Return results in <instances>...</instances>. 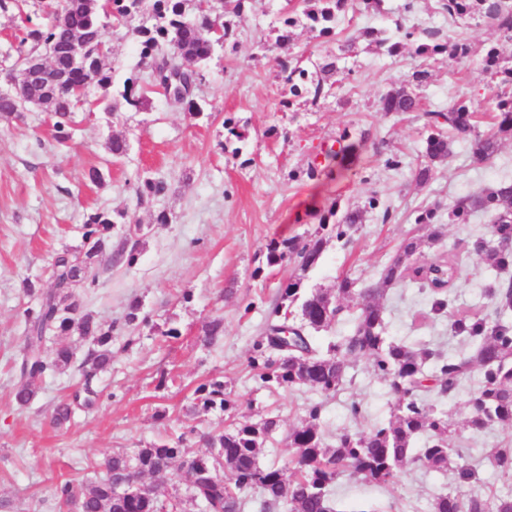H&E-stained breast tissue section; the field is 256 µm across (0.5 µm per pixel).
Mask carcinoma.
<instances>
[{"instance_id":"cac0c4a2","label":"carcinoma","mask_w":512,"mask_h":512,"mask_svg":"<svg viewBox=\"0 0 512 512\" xmlns=\"http://www.w3.org/2000/svg\"><path fill=\"white\" fill-rule=\"evenodd\" d=\"M37 9L26 16L29 26L20 38L17 66L39 55L47 58L65 74V82L55 96L42 95L41 110L52 120L53 140L66 145L73 136V115L85 99L72 94L71 88L92 81L103 90H112V103L106 110L123 106L138 110L144 106L148 93L156 88L168 92L169 74L180 75V89L172 100L184 112L195 117L203 113L196 90L203 81V68L216 48V36L210 32L216 22L229 40L246 18L249 0H207L206 7L196 5V13L187 9V0H35ZM385 0H298L286 5L282 26L277 29L276 42L289 43L294 28L301 20L327 37L336 28L340 17L349 13L384 12ZM440 8L451 19H483L497 29L506 42L512 41V3L509 0H440ZM112 16L128 24V34L135 42L144 74L125 78L114 85L112 70L105 69L98 45L103 42L104 18ZM45 16L48 23L33 21ZM374 41L396 56L410 43L418 56L431 58L448 56V62H459L471 54L464 42L438 41L437 34L423 29L405 31L400 22L395 28L372 32ZM75 37L87 43L85 60L70 65L67 46ZM306 59L280 60L278 66L288 85L290 98L282 106L291 109L294 99L304 97L317 102L331 95L338 68L334 61L304 65ZM484 68L501 84L512 86V66L492 47L484 57ZM28 102L14 95L0 96V118L21 120ZM385 112H421L422 104L415 93L402 87L382 98ZM494 129L480 134L473 123V111L464 102L448 106V112L429 111L431 132L425 141V152L415 171L416 183L423 185L432 178L437 162L448 157V136L468 140L476 160L486 162L498 151L501 141L512 140V89L502 93L494 104ZM166 182L144 175L135 187L138 200L157 198L164 194ZM482 210L491 213L489 238H479L472 249L477 262L496 272L512 267V182L501 183L485 192L457 198L448 221L464 224L471 214ZM437 212L427 210L415 218V223L428 231L405 238L395 255L380 270L376 281L360 286L357 278L342 277L336 284V295L320 291L305 293L298 281H289L278 289L268 310L265 326L254 339L248 366L260 386H304L325 396L336 394L346 382L350 364L365 360L389 386L395 402L391 418L374 424L368 431L343 430L329 444L320 427L322 404L307 409L305 423L288 433V447L294 449L293 467L289 473L275 466L259 464V454L276 430L277 420L265 417L257 422L243 421L214 430L202 436L205 449L176 444L154 443L139 448L134 454L116 452L99 465V478L88 484L72 479L58 482L54 498L77 512H183L182 501H162L141 483L144 474L155 477H176L172 471L175 460H181L189 482L190 500L207 512H241L243 494L252 489L261 491L264 507L282 512H334L329 491L340 477L360 479L374 484L392 481L406 465L413 464L435 471L451 470L456 485L448 493L435 498L431 512H512V497L490 498L478 493H466L464 487L474 476L473 470L453 447V422L448 412L430 404L424 397L427 390L426 366L433 365L434 381L441 397L453 400L474 371L482 379L469 399V424L476 430L495 424L512 425V323L481 317H462L452 324V332L477 340L472 353L444 357L426 345H408L386 336L382 300L389 288L405 280L427 289L433 296L432 310L447 306L448 288L454 285L458 269L445 253L420 258L424 247L438 244L443 237V225L435 223ZM363 211H339L332 204L319 217L318 227L307 239L288 238L268 247L267 265L293 263L304 270L318 265L327 238L349 242L351 232L362 223ZM115 221L106 212L88 216L83 228L84 248L65 252L55 258L52 278L55 289L48 292L38 283L26 279L23 292L36 304L25 309L27 324L26 352L20 364L21 382L14 391L20 406L31 402L37 384L49 375L70 368L74 352L59 346L48 352L44 343L51 336L75 332L90 341L80 370L83 376L82 394L74 402L59 403L51 416L55 426L69 422L74 405L90 408L97 392L93 379L112 361V339L121 329L134 328L148 322L142 305L133 302L124 316V323L104 328L93 315L80 312L76 288L96 282L94 265L97 258L107 256L119 262L135 261V248L112 251L110 230ZM488 297L501 312L512 311V279L492 280L485 289ZM356 302L352 311V327L345 336L326 344L316 333L327 330L346 310L343 299ZM224 335L223 319L215 317L203 327L204 341L213 343ZM206 408L219 407L227 411L235 402L224 392V384L212 382L196 389ZM429 435L424 448L410 453L412 439ZM497 470L512 473V448H498L489 458Z\"/></svg>"}]
</instances>
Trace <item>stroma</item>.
Returning <instances> with one entry per match:
<instances>
[{
  "label": "stroma",
  "mask_w": 512,
  "mask_h": 512,
  "mask_svg": "<svg viewBox=\"0 0 512 512\" xmlns=\"http://www.w3.org/2000/svg\"><path fill=\"white\" fill-rule=\"evenodd\" d=\"M4 2L0 76L14 66L15 33L33 10L30 0ZM285 5L286 0H253L237 31L235 50H217L207 66L199 91L204 113L198 118L187 117L156 94L141 110L105 114L96 105L102 90L92 82L66 145L52 140L47 113L32 111L20 121L0 119V499L10 500L13 512H57L53 487L58 479L93 481L96 465L112 451L174 443L192 429L206 432L275 416L278 428L259 462L287 470L294 456L287 435L306 419L310 404L322 403L321 430L330 440L345 429L366 431L388 421L394 399L367 362L353 364L350 382L336 396L324 398L309 389L259 387L247 360L281 283L298 279L305 289L332 292L346 275L373 282L424 209L437 208L445 224L437 249L455 256L458 264L454 311L433 314L429 297L415 285L393 286L384 298L388 336L462 354L465 346L450 333L453 318L494 315L495 305L485 294L493 273L461 248L462 242L488 236L491 218L477 212L468 223L452 224L448 209L458 197L512 181V140L502 141L485 163L474 162L470 142L455 141L429 183L420 186L413 171L429 129L421 112H384L381 97L425 68L430 77L420 89L424 110L466 102L478 130L487 132L501 87L483 72L480 58L493 45L512 58V44L484 23L450 20L437 0H415L409 10L404 0H386L384 13L340 18L333 37L315 36L300 25L293 41L279 47L276 28ZM398 21L407 28L435 30L447 42H466L472 55L453 64L444 59L427 63L407 51L388 56L367 32ZM351 37L357 40L353 54L343 50ZM103 39V63L115 81H122L139 61L126 25L106 19ZM300 55L315 62L335 57L350 77L335 96L285 109L280 102L288 89L277 61ZM228 117L239 120L244 141L225 139ZM344 133L356 147L334 162L333 178H308L316 155ZM115 137L128 144L119 159L109 149ZM394 154L403 159L401 168L386 166ZM92 167L103 172V184L87 181ZM146 173L162 177L168 190L140 205L133 186ZM372 197L378 209L366 211L349 243L328 241L314 269L268 266L271 242L307 236L331 203L364 208ZM385 208L392 213L386 224L381 221ZM101 211L118 220L113 245L135 242L136 260L111 266L99 258L95 285L78 290L82 308L107 326L122 323L129 304L137 300L151 321L113 338L112 366L94 382V407L57 427L51 422L53 409L71 399L80 379L77 368L39 383L29 405H17L13 397L25 347L28 299L22 282L30 278L52 289L49 270L55 256L81 249L85 220ZM162 211L168 223H157ZM123 214L128 217L124 224L119 221ZM217 316L224 320V335L204 345L202 327ZM171 327L177 336H167ZM211 381L223 382L236 409H202L195 390ZM480 381V376L471 377L447 405L455 445L474 470L476 492L511 495L512 474L494 469L488 455L512 446V427L478 431L466 424L467 401ZM354 402L360 406L356 417L349 412ZM453 482V473L410 465L390 484L342 477L330 492L336 512H430L434 497Z\"/></svg>",
  "instance_id": "35a3bbf8"
}]
</instances>
